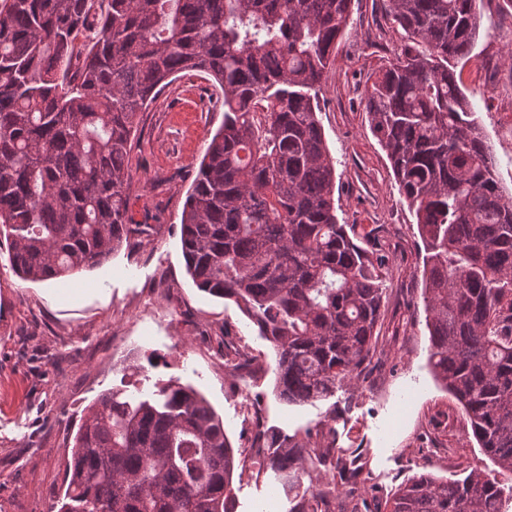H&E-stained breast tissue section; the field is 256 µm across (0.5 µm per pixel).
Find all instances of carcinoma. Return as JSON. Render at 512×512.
I'll use <instances>...</instances> for the list:
<instances>
[{
  "mask_svg": "<svg viewBox=\"0 0 512 512\" xmlns=\"http://www.w3.org/2000/svg\"><path fill=\"white\" fill-rule=\"evenodd\" d=\"M353 0H0V237L10 270L42 282L93 269L147 232L130 223L138 114L204 73L224 123L181 213L196 286L233 301L275 352L288 404L354 384L378 343L383 262L339 223L336 167L317 117ZM481 0H388L407 39L365 109L424 259L430 362L497 473L422 474L390 512H508L512 503V200L456 64ZM99 32L78 43L89 21ZM293 489L336 470L330 449L274 440ZM234 449L191 386L112 389L86 408L58 512H234ZM288 512H323L326 492Z\"/></svg>",
  "mask_w": 512,
  "mask_h": 512,
  "instance_id": "carcinoma-1",
  "label": "carcinoma"
}]
</instances>
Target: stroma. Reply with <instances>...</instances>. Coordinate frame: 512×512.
<instances>
[{
    "mask_svg": "<svg viewBox=\"0 0 512 512\" xmlns=\"http://www.w3.org/2000/svg\"><path fill=\"white\" fill-rule=\"evenodd\" d=\"M388 0H353L318 119L336 167L340 223L354 225L385 261L379 341L355 389L292 406L273 393L270 344L235 303L200 291L187 274L180 216L209 139L224 121L206 74L178 78L140 113L131 149L129 213L150 236L65 280L24 282L0 240V512H57L85 408L115 388L142 394L169 380L199 390L224 421L238 463L236 512H289L272 470L251 476L265 436L312 437L359 458L329 512H388L415 474L494 464L430 365L423 299L424 246L386 152L369 129L374 73L404 43ZM457 71L512 195V0H483L480 32ZM238 349L242 366L224 364Z\"/></svg>",
    "mask_w": 512,
    "mask_h": 512,
    "instance_id": "35a3bbf8",
    "label": "stroma"
}]
</instances>
